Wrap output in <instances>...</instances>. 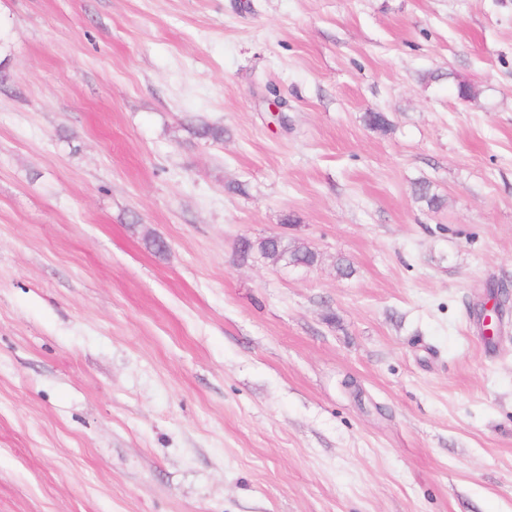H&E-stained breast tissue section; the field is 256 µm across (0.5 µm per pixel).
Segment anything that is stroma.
<instances>
[{
    "label": "stroma",
    "instance_id": "obj_1",
    "mask_svg": "<svg viewBox=\"0 0 512 512\" xmlns=\"http://www.w3.org/2000/svg\"><path fill=\"white\" fill-rule=\"evenodd\" d=\"M0 512H512V0H0ZM275 236L278 235H271L269 237ZM269 237L260 239L256 244L246 242L245 249H253L256 245L257 249L266 257H273V255L276 254L281 256L283 254L288 260L294 259L306 265H313L318 260L317 253L307 247L292 246L288 243V240L283 237L279 239H271Z\"/></svg>",
    "mask_w": 512,
    "mask_h": 512
}]
</instances>
